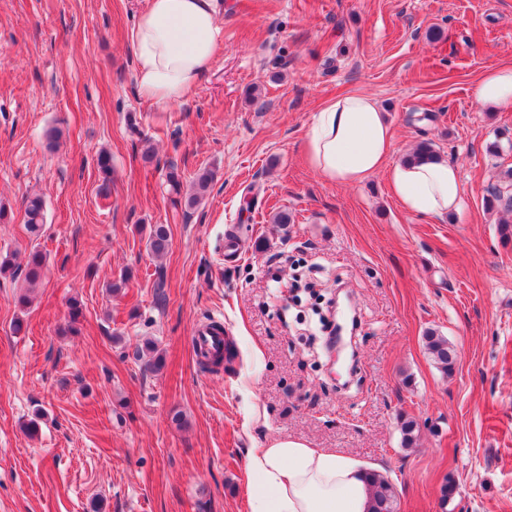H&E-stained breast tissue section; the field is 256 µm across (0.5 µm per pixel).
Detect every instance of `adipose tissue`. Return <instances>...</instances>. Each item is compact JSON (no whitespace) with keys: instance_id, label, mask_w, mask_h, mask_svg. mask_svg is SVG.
<instances>
[{"instance_id":"adipose-tissue-1","label":"adipose tissue","mask_w":512,"mask_h":512,"mask_svg":"<svg viewBox=\"0 0 512 512\" xmlns=\"http://www.w3.org/2000/svg\"><path fill=\"white\" fill-rule=\"evenodd\" d=\"M224 35L220 0H150L131 42L139 95L168 105L187 98L212 67ZM474 101L490 109L512 107V65L484 74ZM392 130L378 102L352 91L324 103L304 135V156L322 180L358 185L385 174L408 213L441 217L458 212L463 185L447 160L391 161ZM250 471L259 488L250 512H369L372 489L363 462L306 442L276 437L252 452Z\"/></svg>"}]
</instances>
